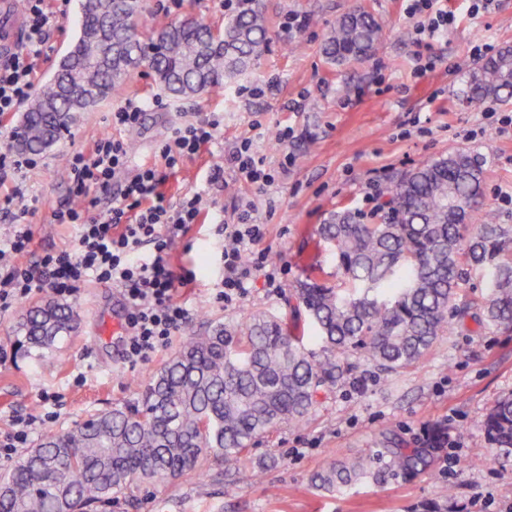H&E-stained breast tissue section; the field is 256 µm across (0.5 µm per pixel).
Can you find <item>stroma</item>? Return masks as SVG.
Returning a JSON list of instances; mask_svg holds the SVG:
<instances>
[{
  "label": "stroma",
  "mask_w": 512,
  "mask_h": 512,
  "mask_svg": "<svg viewBox=\"0 0 512 512\" xmlns=\"http://www.w3.org/2000/svg\"><path fill=\"white\" fill-rule=\"evenodd\" d=\"M457 16L448 37L419 46L402 0H259L269 42L253 69L228 85L223 97L208 94L175 99L147 68L133 71L122 93L102 100L65 133L43 164L28 172L24 204L37 248L70 250L74 230L54 221L70 194L65 171L74 152L91 153L103 135L129 146V166L154 164L174 128L220 113L224 123L213 143L167 171L163 191L179 200L185 192L208 188L210 209L231 218L235 206L250 202L266 235L260 246L282 267L281 286L269 291L263 279L231 304L214 300L222 271L223 241L208 221L190 225L174 245V268H195L197 279L179 297L193 313L182 336L209 324L233 323L248 313L289 317L288 295L312 277L340 286L336 258L320 241L318 229L341 209L369 222L378 204L404 172L450 150L477 154L484 161L483 196L472 221L492 212L512 225V205L500 192L512 190V129H488L482 105L467 102L463 89L469 72L463 61L477 41L512 47V0H496L490 12L473 17L464 0H447ZM142 24L152 30L187 18L223 26L229 18L224 0H183L174 11L161 0H144ZM369 11L383 35L370 57L351 65L330 62L322 47L336 20L354 7ZM306 15L308 24L288 36V13ZM39 62L48 79L78 27L76 4H69ZM442 63L416 76L422 51ZM455 72H448V65ZM262 87L245 99L242 86ZM127 98L151 103L140 123L114 126L112 113ZM291 128L280 143L276 133ZM251 139L274 169V183L257 187L225 177L207 186L210 170L223 164L228 149ZM69 303L76 328L60 338L51 361L19 350L13 333L21 304L0 311V435L11 431L14 416L42 415L43 394L55 398L54 421L38 426L32 442L62 431L89 415L137 404L150 373L171 356L164 348L148 362L129 366L121 333L126 325L122 291L108 283L79 288ZM512 394V328L487 325L479 317L452 323L451 329L415 367L386 374L365 361L322 395L299 425H282L261 438L249 458L230 465L208 457L198 471L176 483L140 486L115 498L103 512H424L439 503L442 512H512V459L499 458L481 429L490 407ZM448 429V448L440 463L405 481L386 476L332 493L308 484L329 460L374 454L393 437L405 445L423 441L431 425Z\"/></svg>",
  "instance_id": "35a3bbf8"
}]
</instances>
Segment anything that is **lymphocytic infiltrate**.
Segmentation results:
<instances>
[{"label": "lymphocytic infiltrate", "instance_id": "f902f5d3", "mask_svg": "<svg viewBox=\"0 0 512 512\" xmlns=\"http://www.w3.org/2000/svg\"><path fill=\"white\" fill-rule=\"evenodd\" d=\"M403 12L414 31L427 41L446 36L455 14L442 0H404ZM27 34L24 42L0 62V116L19 111L36 88L38 60L46 43L49 0H25ZM222 120L213 116L197 124L175 128L160 152V165L128 171L129 148L120 139H99L90 154L69 157V191L72 205L55 212L56 223L73 225L75 250L44 251L31 265L21 256L31 253L33 235L25 222L26 208H13L14 198L23 196L26 173L38 164L36 156L5 150L0 152V179L12 176L16 184L11 196L0 202L9 216L11 229L0 237V310L26 300L44 289L59 296L72 295L89 281L110 283L123 291L128 309V332L124 353L130 365L148 361L171 344L185 325L189 310L178 298L180 289L191 285L193 271L174 272L169 259L172 244L187 226L198 223L206 209V190L186 193L171 204L160 187L162 169H174L195 156L214 138ZM126 178L110 208L92 211L86 201L90 191L110 193L118 173ZM252 184L274 180L266 159L250 140H242L228 154L224 167L214 168L209 184L222 182L225 174ZM224 238L221 259L224 273L215 299L229 304L243 296L254 277L278 287L280 271L259 244L266 227L258 222L251 204L237 208L233 223L217 226Z\"/></svg>", "mask_w": 512, "mask_h": 512}]
</instances>
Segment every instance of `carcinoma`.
<instances>
[{"label":"carcinoma","instance_id":"obj_1","mask_svg":"<svg viewBox=\"0 0 512 512\" xmlns=\"http://www.w3.org/2000/svg\"><path fill=\"white\" fill-rule=\"evenodd\" d=\"M70 50L26 112L17 142L51 149L81 113L112 95L145 67L173 97L224 94L269 41L262 13L246 9L216 29L198 20L142 30L143 0H78ZM381 27L361 7L336 20L323 46L339 64L369 57ZM512 97V48L470 75L466 97ZM483 162L451 151L402 176L368 224L341 210L319 227L350 288L310 278L294 289V312L316 328L321 352L275 317L250 314L193 335L145 386L134 407L92 414L62 433H49L9 470L0 472V512H93L134 486L172 482L197 471L211 455L239 461L259 436L300 424L317 395L350 369L356 356L384 373L422 362L468 304H454L465 268L482 267L487 324L512 326V226L493 215L470 224L482 195ZM75 328L66 303L28 306L14 329L20 348H48ZM482 428L497 455L512 457V396L497 401ZM448 444L440 426L412 448H382L395 475L432 468ZM374 458L335 459L309 479L332 492L379 479Z\"/></svg>","mask_w":512,"mask_h":512}]
</instances>
